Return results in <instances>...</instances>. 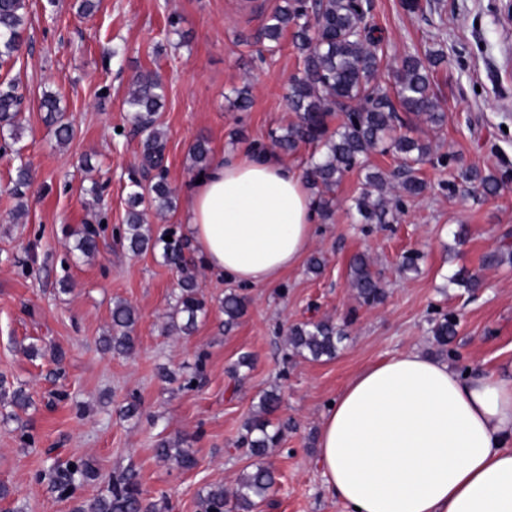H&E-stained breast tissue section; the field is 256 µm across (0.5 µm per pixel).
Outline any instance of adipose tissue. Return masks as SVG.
I'll list each match as a JSON object with an SVG mask.
<instances>
[{"instance_id":"ef3b65f1","label":"adipose tissue","mask_w":512,"mask_h":512,"mask_svg":"<svg viewBox=\"0 0 512 512\" xmlns=\"http://www.w3.org/2000/svg\"><path fill=\"white\" fill-rule=\"evenodd\" d=\"M182 215L206 269L252 286L295 268L318 209L275 152L212 156ZM318 460L345 512H512V377L416 350L359 371L323 413Z\"/></svg>"}]
</instances>
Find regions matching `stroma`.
Instances as JSON below:
<instances>
[{
	"label": "stroma",
	"instance_id": "stroma-1",
	"mask_svg": "<svg viewBox=\"0 0 512 512\" xmlns=\"http://www.w3.org/2000/svg\"><path fill=\"white\" fill-rule=\"evenodd\" d=\"M368 2L367 19L381 30L391 60L444 52L432 73L444 124L405 118L431 146L418 170L427 190L403 198L396 223L360 224L349 205L361 176L347 173L331 217L317 225V274L301 265L250 286L196 262L208 310L184 335L166 329L178 272L160 251L135 255L112 239V227L126 222L132 179L154 177L141 168L142 139L125 99L138 73L161 75L158 123L176 192L194 175L189 149L198 138L215 154L271 149L270 131L295 118L285 93L300 63L291 34L275 52L266 50L264 27L283 0H95L88 15L79 14V0H27L25 48L0 65V82H14L23 97L17 150L0 154V384L7 391L0 486L10 491L0 512H71L48 473L54 462L77 459L97 470L78 499H95L113 472L131 466L159 512H199L208 486L233 488L254 467L239 440L268 390L282 399L271 419L286 428L264 458L277 474L276 490L256 512H344L324 484L317 437L328 402L358 370L405 350L437 355L432 322L449 315L458 326L448 362L512 375V262H484L512 246V17L505 0H421L416 13L401 0ZM245 86L251 101L242 110L234 101ZM46 91L60 97L74 130L67 144L44 122ZM23 162L34 180L18 193ZM471 167L503 178L497 195L463 180ZM96 182L104 186L99 198L90 192ZM87 224L100 233L92 258L74 249ZM408 251L420 260L417 271L403 274ZM358 253L370 257L387 290L380 305H360L348 286ZM462 268L480 276L476 293L449 283ZM229 292L249 304L228 329L219 301ZM116 300L138 315L129 356L100 343ZM321 319L345 327L335 358L288 357L289 326ZM244 355L249 365H240ZM16 389L28 405L11 404ZM164 439L191 449L196 467L182 471L159 460L155 448Z\"/></svg>",
	"mask_w": 512,
	"mask_h": 512
}]
</instances>
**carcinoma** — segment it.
Returning a JSON list of instances; mask_svg holds the SVG:
<instances>
[{"label": "carcinoma", "mask_w": 512, "mask_h": 512, "mask_svg": "<svg viewBox=\"0 0 512 512\" xmlns=\"http://www.w3.org/2000/svg\"><path fill=\"white\" fill-rule=\"evenodd\" d=\"M26 0H0V61L17 56L25 30L23 10ZM292 30L293 42L299 53L302 68L288 83L286 98L296 121L285 128L270 132L272 144L284 153H294L302 145L314 146L304 172L306 182L325 193L334 190L341 178L357 170L362 175L360 191L352 199L359 220L363 224H390L396 220L401 197H416L425 189V182L414 175L412 163L430 155L429 146L412 136L411 128L402 121L400 113L423 116L432 126H442L445 115L440 112L437 94L431 81L432 69L442 60L439 50H430L424 56L408 54L397 64L385 62L382 37L366 19L363 0H285V5L274 11L264 30L274 51L284 31ZM393 79L387 84L383 75ZM134 90L126 105L133 131L142 136V166L156 171L154 181L143 185L133 182L129 196L130 210L120 239L134 254L161 248L164 262L181 274L180 292L172 314V327L184 334L191 332L197 319L206 313L195 277V264L185 253L186 243L180 238L168 242L155 238L145 228L142 212L137 207L144 197L160 211L175 208V190L169 185L164 171L163 132L158 127V113L164 105V86L160 76L147 71L133 82ZM21 97L15 84L0 83V139L8 146L18 139L20 124L18 106ZM45 121L55 127L59 141L70 140L73 129L63 122L59 98L52 93L41 97ZM341 121L335 129L329 122L336 115ZM392 152L402 161L392 176L370 170L368 157L373 152ZM209 147L205 140L197 141L191 155L197 171L207 168ZM397 179L400 197L389 202L384 189L389 178ZM473 187L486 195L498 192L501 179L474 168L466 174ZM75 249L90 257L98 252L97 232L87 224L77 233ZM350 287L358 303L375 306L384 302L386 288L373 273L367 256L358 254L349 264ZM449 281L474 291L479 288L476 275L461 269ZM247 306L243 295L224 296V326L231 328ZM137 321L135 310L123 301L113 304L112 334L105 340V348L128 356L135 351L132 336ZM457 322L444 317L431 328L440 352L456 336ZM344 330L329 320L307 321L288 328V351L291 357H309L318 361L336 356ZM280 402L275 391L266 392L260 399L259 411L249 419L241 444L254 457H263L268 449L279 445L282 428L273 424L269 416ZM156 456L173 463L182 470L197 465L193 452L162 441L155 448ZM97 474L88 461L76 460L58 467L53 477V488L62 498L74 500L72 512H157V503L146 497L138 473L127 468L112 477V481L93 502L87 504L75 499L76 490L96 479ZM276 483L274 472L262 464L244 473L232 493L224 485L209 487L201 498L202 512H255L266 500Z\"/></svg>", "instance_id": "1"}]
</instances>
